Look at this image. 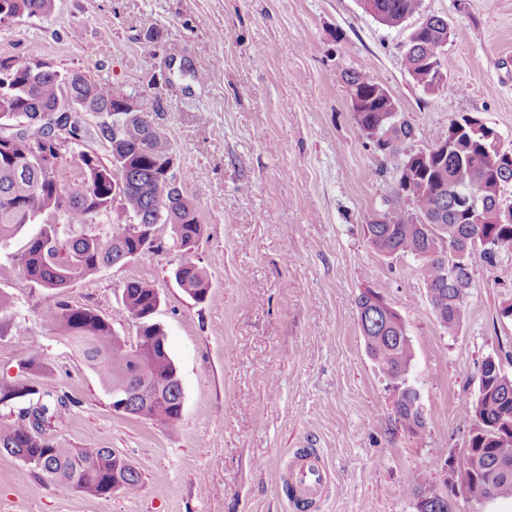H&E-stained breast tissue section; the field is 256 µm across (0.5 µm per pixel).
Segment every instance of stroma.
I'll return each mask as SVG.
<instances>
[{
    "label": "stroma",
    "instance_id": "1",
    "mask_svg": "<svg viewBox=\"0 0 512 512\" xmlns=\"http://www.w3.org/2000/svg\"><path fill=\"white\" fill-rule=\"evenodd\" d=\"M445 18L448 80L460 92H427L404 68L423 17ZM0 57L37 58L62 72L122 86L156 103L155 120L176 155V177L200 208L204 236L189 258L210 288L190 298L173 271L187 256L158 226L162 248L73 282L64 293L27 280L0 248V289L15 301L0 335V385H33L67 403L49 436L66 448H109L140 472L136 494L91 497L44 482L0 450V512H296L284 485L287 453L309 443L333 468L338 494L315 512H416V475L451 492L457 512H499L456 485L471 429L461 409L479 392V366L498 360L512 375V254L470 259L466 318L453 331L436 320L413 256H385L366 224L389 209L414 216L398 192V163L375 153L356 126L344 73L368 74L431 149L451 119H481L512 149V0H422L419 14L389 28L360 0H55L41 18L0 25ZM72 157L111 159L83 115ZM130 280L160 295L164 329L183 389L177 430L114 413L112 396L41 313L65 300L136 327L121 311ZM374 290L401 316L426 429L395 420L396 391L369 357L357 298ZM40 350V374L21 365Z\"/></svg>",
    "mask_w": 512,
    "mask_h": 512
}]
</instances>
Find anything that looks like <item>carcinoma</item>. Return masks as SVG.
<instances>
[{
    "label": "carcinoma",
    "instance_id": "obj_1",
    "mask_svg": "<svg viewBox=\"0 0 512 512\" xmlns=\"http://www.w3.org/2000/svg\"><path fill=\"white\" fill-rule=\"evenodd\" d=\"M54 0H0V24L27 16L43 17ZM363 8L387 27H397L419 12L422 0H361ZM448 22L430 15L411 34L404 53L405 68L427 92L449 91L437 45L448 43ZM351 105L356 107L360 132L382 153L399 163L410 160L411 126L396 115L397 105L387 90L369 75L345 71ZM136 109L125 116L128 103ZM74 104L98 116L95 133L108 144L111 165L94 153L75 158L76 188L58 179L49 159L60 158L52 129L42 118ZM153 103L133 98L120 86H108L79 73H60L53 67L30 69L0 58V245L15 239L28 224L42 225L12 262L29 281L64 292L72 282L92 278L121 259L159 250L151 234L168 224L172 246L192 252L203 238L204 226L193 198L170 170L174 152L166 131L153 119ZM463 132L448 151L427 156L415 171L410 197L415 216L391 210L365 225L370 245L384 255H412L421 273L432 310L439 323L453 331L465 317L464 297L471 285L467 259L479 249L491 261L512 254V206L502 202L512 190V166L496 164L498 148L491 140ZM123 184L119 200L113 184ZM126 221L105 228L96 218L114 212ZM65 215L72 235L55 223ZM173 276L180 288L197 301L209 292L205 270L187 259ZM122 311L139 321L141 344L124 346L112 323L91 308L64 301L41 313V320L95 370L107 391L120 396L124 410L177 429L183 412V392L165 332L154 321L160 296L151 285L132 280L121 293ZM358 320L369 356L395 383V414L410 434L420 435L426 419L418 391L406 382L413 351L401 316L370 289L357 298ZM28 398L15 418L0 421V449L37 470L46 481L68 490L107 498L115 492L139 491L140 473L110 448H64L46 435L45 427L62 419L64 402L48 390L29 387L0 389V404ZM473 421L464 465L457 477L466 493L487 503L512 495V377L487 357L480 367L477 399L463 408Z\"/></svg>",
    "mask_w": 512,
    "mask_h": 512
}]
</instances>
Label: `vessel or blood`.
Wrapping results in <instances>:
<instances>
[{
	"label": "vessel or blood",
	"mask_w": 512,
	"mask_h": 512,
	"mask_svg": "<svg viewBox=\"0 0 512 512\" xmlns=\"http://www.w3.org/2000/svg\"><path fill=\"white\" fill-rule=\"evenodd\" d=\"M285 481L290 503L305 510L318 505L335 487L333 473L323 455L301 448L288 455Z\"/></svg>",
	"instance_id": "1"
}]
</instances>
